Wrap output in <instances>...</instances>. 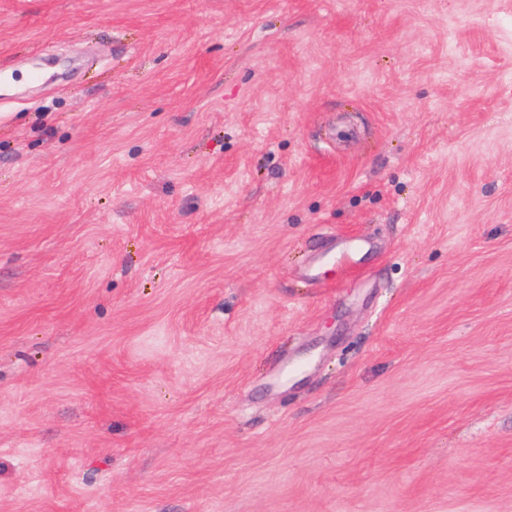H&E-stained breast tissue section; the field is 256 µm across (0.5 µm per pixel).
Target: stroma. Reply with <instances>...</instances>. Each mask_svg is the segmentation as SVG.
Wrapping results in <instances>:
<instances>
[{
	"label": "stroma",
	"mask_w": 512,
	"mask_h": 512,
	"mask_svg": "<svg viewBox=\"0 0 512 512\" xmlns=\"http://www.w3.org/2000/svg\"><path fill=\"white\" fill-rule=\"evenodd\" d=\"M1 77L0 512H512V0H0Z\"/></svg>",
	"instance_id": "1"
}]
</instances>
